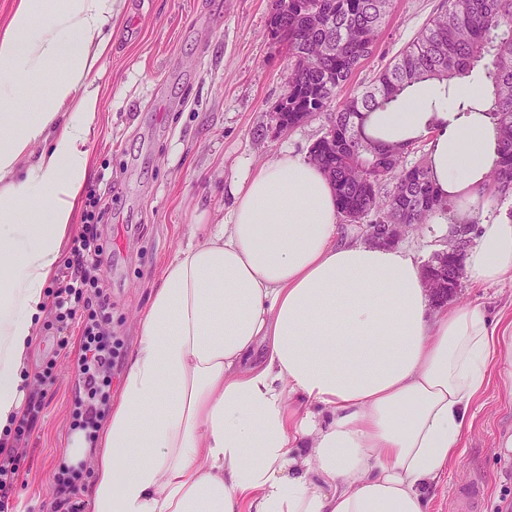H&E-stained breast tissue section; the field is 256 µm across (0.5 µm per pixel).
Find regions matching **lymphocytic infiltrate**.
<instances>
[{
  "label": "lymphocytic infiltrate",
  "mask_w": 512,
  "mask_h": 512,
  "mask_svg": "<svg viewBox=\"0 0 512 512\" xmlns=\"http://www.w3.org/2000/svg\"><path fill=\"white\" fill-rule=\"evenodd\" d=\"M102 216L97 196H89L84 224L72 242V257L60 272L49 302V327L53 331L55 350L63 349L72 323L81 322L83 327L86 343L76 364L80 372L79 388L84 395L76 399L73 417L75 427L89 434L95 431L102 415L115 358L106 340L110 314L101 272L110 265L112 256ZM41 406V395L30 394L27 407L14 427L9 450L0 453V512H7L9 508L14 480L26 455L29 426Z\"/></svg>",
  "instance_id": "obj_1"
}]
</instances>
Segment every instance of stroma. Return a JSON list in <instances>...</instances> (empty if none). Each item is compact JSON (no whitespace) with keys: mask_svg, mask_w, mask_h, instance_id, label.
I'll return each mask as SVG.
<instances>
[{"mask_svg":"<svg viewBox=\"0 0 512 512\" xmlns=\"http://www.w3.org/2000/svg\"><path fill=\"white\" fill-rule=\"evenodd\" d=\"M273 0H119L112 19V55L100 81L88 144L95 189L112 243L104 279L112 306L110 339L127 356L137 341L135 318L165 262L199 224H220L230 190L286 152L307 154L329 123L320 113L292 131L274 133L270 114L290 76L285 46L269 33ZM440 0H394L373 55L342 88L360 92L426 24ZM449 303L512 313V281L462 279ZM83 344L72 326L67 355L33 426L12 490L13 512H57L68 498L54 475L63 440L74 430L72 400ZM512 395L490 385L474 403L462 452L431 494V512H454L452 491L483 480L477 512L512 501Z\"/></svg>","mask_w":512,"mask_h":512,"instance_id":"1","label":"stroma"}]
</instances>
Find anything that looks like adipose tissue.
Here are the masks:
<instances>
[{
    "mask_svg": "<svg viewBox=\"0 0 512 512\" xmlns=\"http://www.w3.org/2000/svg\"><path fill=\"white\" fill-rule=\"evenodd\" d=\"M114 2L16 0L0 31V437L25 408L46 285L88 181ZM439 93L414 85L365 132L426 138L453 222L478 223L466 274L511 281L512 219L486 216L497 130L479 112L426 111ZM231 196L223 223L164 265L93 442L65 445L93 463L89 512H428L475 401L493 381L512 393V316L433 311L410 252L337 241L332 185L301 156Z\"/></svg>",
    "mask_w": 512,
    "mask_h": 512,
    "instance_id": "adipose-tissue-1",
    "label": "adipose tissue"
}]
</instances>
